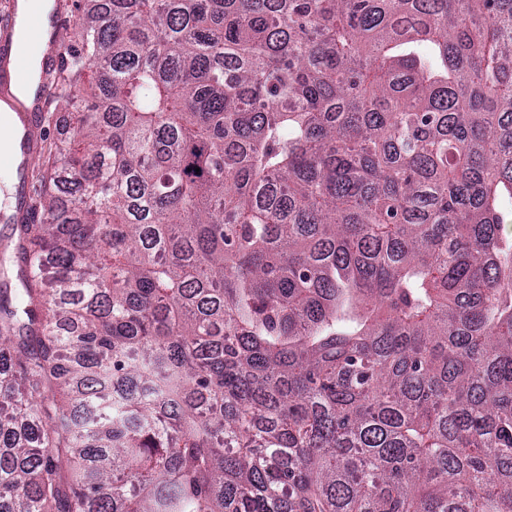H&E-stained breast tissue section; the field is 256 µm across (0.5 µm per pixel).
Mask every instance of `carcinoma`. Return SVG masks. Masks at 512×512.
I'll list each match as a JSON object with an SVG mask.
<instances>
[{"instance_id":"carcinoma-1","label":"carcinoma","mask_w":512,"mask_h":512,"mask_svg":"<svg viewBox=\"0 0 512 512\" xmlns=\"http://www.w3.org/2000/svg\"><path fill=\"white\" fill-rule=\"evenodd\" d=\"M108 2L0 247V512H512V0Z\"/></svg>"}]
</instances>
